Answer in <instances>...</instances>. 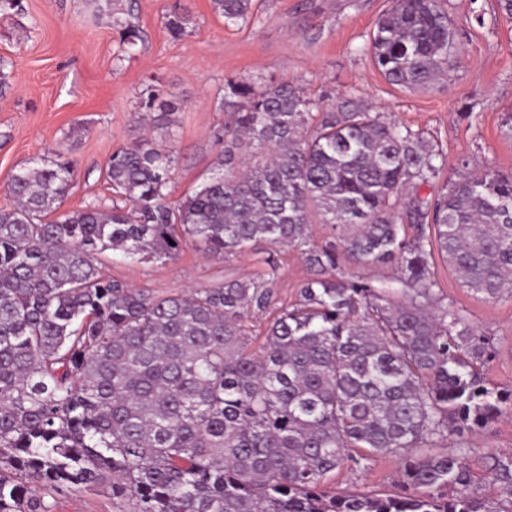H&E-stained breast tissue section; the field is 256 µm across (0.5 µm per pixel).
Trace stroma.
Wrapping results in <instances>:
<instances>
[{"label":"stroma","instance_id":"stroma-1","mask_svg":"<svg viewBox=\"0 0 512 512\" xmlns=\"http://www.w3.org/2000/svg\"><path fill=\"white\" fill-rule=\"evenodd\" d=\"M455 32L446 77L408 90L374 66L369 38L391 0H253L247 22L230 23L211 0H133L141 39L121 56V36L88 0H18L0 10V208L3 185L31 157L67 148L75 166L68 210L111 201L104 180L114 150L127 142L141 112L140 93L157 82L175 110L168 127L151 131L175 156L172 199L190 193L221 147L214 137L227 119L224 81L280 82L302 88L312 111L351 100L423 131L445 159L441 180L465 175L462 157L482 167L512 169V139L502 122L512 112V15L498 0H440ZM187 14L182 37L170 34V13ZM101 270L153 293L181 295L228 279L273 276L276 305L295 302L309 272L298 250L260 242L223 259L195 245L172 260L142 262L108 251ZM433 270L444 295L463 310L493 347L480 371L512 389V299L487 300L462 288L441 254ZM399 458L381 457L366 470L345 468L328 480L336 492L381 493L399 476ZM50 512H131V501L105 491H44Z\"/></svg>","mask_w":512,"mask_h":512}]
</instances>
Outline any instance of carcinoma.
I'll return each instance as SVG.
<instances>
[{
	"instance_id": "cac0c4a2",
	"label": "carcinoma",
	"mask_w": 512,
	"mask_h": 512,
	"mask_svg": "<svg viewBox=\"0 0 512 512\" xmlns=\"http://www.w3.org/2000/svg\"><path fill=\"white\" fill-rule=\"evenodd\" d=\"M228 22L252 0H212ZM131 53L132 5L108 0ZM453 31L439 0H392L375 67L414 90L447 74ZM152 126L173 102L154 85ZM232 123L192 193L169 198L175 157L136 133L112 152V205L62 210L73 162L57 150L15 169L0 209V512H49L42 490L101 488L133 512H512V456L479 481L472 437L512 413V390L477 369L491 340L436 291L434 250L462 287L512 297V170L437 179L423 132L345 101L315 116L300 88L224 81ZM332 234L314 241L311 225ZM414 227L409 235L405 225ZM256 242L300 251L311 273L256 351L246 320L274 301L262 281L161 296L104 276L98 255L144 261L187 244L224 258ZM394 268L378 280L339 275ZM455 448L431 449L448 438ZM400 459L386 493H336L353 463ZM493 493H482V485Z\"/></svg>"
}]
</instances>
